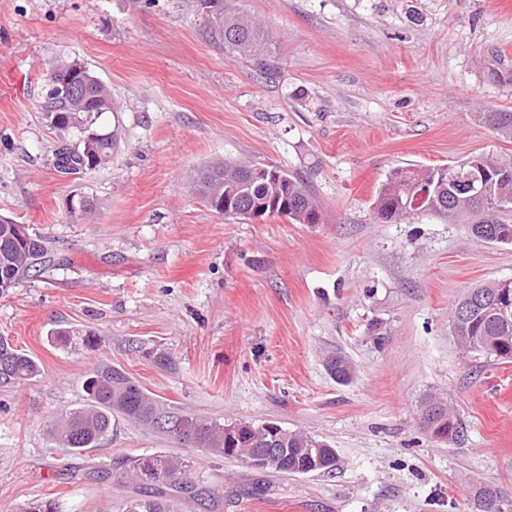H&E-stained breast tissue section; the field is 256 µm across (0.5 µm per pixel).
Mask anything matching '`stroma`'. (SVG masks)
Wrapping results in <instances>:
<instances>
[{"mask_svg":"<svg viewBox=\"0 0 512 512\" xmlns=\"http://www.w3.org/2000/svg\"><path fill=\"white\" fill-rule=\"evenodd\" d=\"M228 4L261 24L260 54L227 51L200 0H0V217L45 237L50 259L0 296V335L41 367L0 387V512H125L137 491L117 462L159 451L216 493L167 492V512H473L484 486L512 512V363L464 356L448 321L468 289L512 278V245L427 212L374 214L395 167L512 159V136L478 119L512 112V0ZM72 61L110 87L100 122L119 145L66 177L55 154L81 132L53 124L47 76ZM236 160L302 179L320 223L200 204L194 171ZM72 193L97 199L93 221L69 218ZM60 326L68 344L51 341ZM336 354L348 383L325 369ZM103 362L171 410L324 440L337 468L255 471L121 417L75 456L49 430ZM430 395L453 408L456 437L422 428Z\"/></svg>","mask_w":512,"mask_h":512,"instance_id":"1","label":"stroma"}]
</instances>
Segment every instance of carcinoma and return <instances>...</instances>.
I'll return each instance as SVG.
<instances>
[{
    "label": "carcinoma",
    "mask_w": 512,
    "mask_h": 512,
    "mask_svg": "<svg viewBox=\"0 0 512 512\" xmlns=\"http://www.w3.org/2000/svg\"><path fill=\"white\" fill-rule=\"evenodd\" d=\"M203 8L209 10L208 24L214 35L224 42L230 52L257 53L263 48V33L247 16L234 12L224 0H202ZM79 96L66 100L48 96L50 112L59 116L56 126L73 128L83 118L100 117L112 111V94L106 85L92 72L81 74L76 79ZM481 120L490 128L506 135L512 134V112H483ZM486 167L500 176L492 191L479 204L473 203L458 186L456 177L446 167L421 168L398 167L393 169L382 184L374 200V213L383 223H396L417 212L409 202L416 191L431 188L425 203L427 211L442 217L468 218L469 230L476 239L486 240L487 233L499 230L512 232V224L499 220V214L512 208V163H501L485 159ZM265 167L263 163L212 162L200 169L193 177L192 191L209 208H214L216 199L224 197L229 169L236 170L237 201L241 206L253 203L259 195L267 194L269 187L264 181L252 176V171ZM288 217L297 224L312 215L319 217L320 210L308 188L298 179H288ZM47 255L42 238L32 235L29 240L19 238L15 224L0 219V278L16 285L43 266ZM463 301L453 306L450 314L452 335L467 337L470 352L488 359L511 363L512 355L498 354L499 342L512 346V314L504 318L484 305H477L464 326L458 325V311ZM40 375L37 360L30 354L14 348L7 339L0 337V384L15 385ZM87 404L81 408L60 414L51 426L50 434L55 442L70 448L75 454L98 446L112 430V417L121 416L146 428L159 430L157 420L165 416L171 420L173 429L166 435L182 446L199 449L213 456L249 458L262 456L269 448L271 436L258 430L246 431L230 442L224 435V424L182 411L170 412L142 388L126 372L109 365H100L89 373L83 382ZM284 450L279 467L285 470H300L314 463L316 471L331 472L336 469V450L329 443L310 435L292 431L282 444ZM130 479L139 488L150 491L151 498L135 499L127 506V512H165L160 501L163 488L175 487L192 493L195 483L187 478L185 460L163 453L146 454L132 460L120 462Z\"/></svg>",
    "instance_id": "cac0c4a2"
}]
</instances>
